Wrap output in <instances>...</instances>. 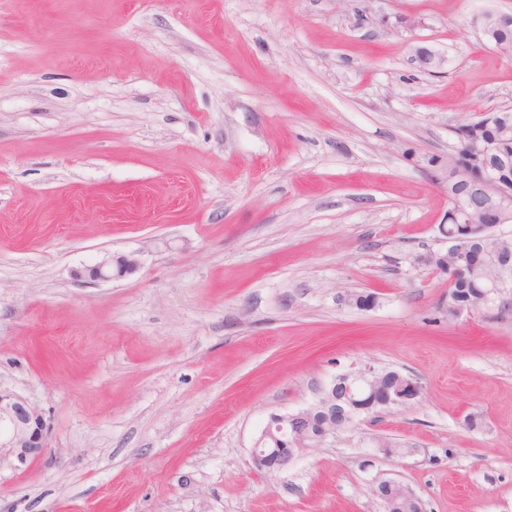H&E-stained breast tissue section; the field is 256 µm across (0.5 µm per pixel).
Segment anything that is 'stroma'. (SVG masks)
Returning a JSON list of instances; mask_svg holds the SVG:
<instances>
[{"instance_id":"obj_1","label":"stroma","mask_w":512,"mask_h":512,"mask_svg":"<svg viewBox=\"0 0 512 512\" xmlns=\"http://www.w3.org/2000/svg\"><path fill=\"white\" fill-rule=\"evenodd\" d=\"M489 13L512 0H0V390L48 428L0 512H385L383 479L512 512V310L449 320L430 262L452 128L512 106ZM365 367L419 397L257 469L270 414ZM139 252L134 251L117 258L109 257L87 269V277L93 281H112L136 272L141 266Z\"/></svg>"}]
</instances>
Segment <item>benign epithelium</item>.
Wrapping results in <instances>:
<instances>
[{"label":"benign epithelium","mask_w":512,"mask_h":512,"mask_svg":"<svg viewBox=\"0 0 512 512\" xmlns=\"http://www.w3.org/2000/svg\"><path fill=\"white\" fill-rule=\"evenodd\" d=\"M499 178L500 173L486 167L477 180L448 188L449 213L453 219L463 224L473 223L477 211L473 193L490 192ZM496 209L500 223L511 221L512 195L497 196ZM469 249L472 250L471 270H486L485 286L471 292L469 304L455 307L458 318L486 310L496 300L503 299L507 288L512 286V248H502L496 238H487L474 249L469 241L448 240V251L442 255V262L451 274L462 270L457 257ZM140 266L139 252L134 251L89 267L87 277L93 281H112L136 272ZM419 395L418 384L409 378L402 379L393 390L387 388L381 371L371 367L341 374L316 403L292 414L269 416L254 444V463L268 474L279 473L288 469L296 457L322 444L328 437L354 429L359 417L406 406ZM318 412L330 427L323 429L315 441L307 436L305 423ZM45 447L46 423L40 409L26 400L0 392V458L11 456L24 465ZM374 495L384 503L386 512L403 509L422 512L419 500L396 480L380 481L374 487Z\"/></svg>","instance_id":"1"}]
</instances>
